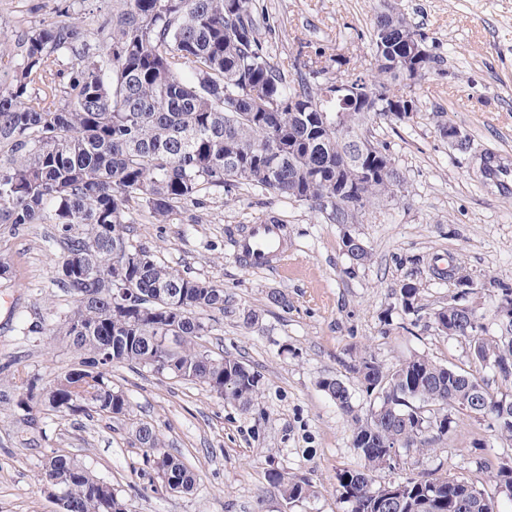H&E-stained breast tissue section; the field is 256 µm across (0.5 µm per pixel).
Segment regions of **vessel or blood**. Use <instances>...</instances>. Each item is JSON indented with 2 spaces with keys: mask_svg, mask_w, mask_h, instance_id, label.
<instances>
[{
  "mask_svg": "<svg viewBox=\"0 0 512 512\" xmlns=\"http://www.w3.org/2000/svg\"><path fill=\"white\" fill-rule=\"evenodd\" d=\"M488 183L501 192L512 191V168L490 160L485 170ZM235 257L247 268L279 270L288 255L287 228L281 224L263 221L237 230L232 238Z\"/></svg>",
  "mask_w": 512,
  "mask_h": 512,
  "instance_id": "vessel-or-blood-1",
  "label": "vessel or blood"
}]
</instances>
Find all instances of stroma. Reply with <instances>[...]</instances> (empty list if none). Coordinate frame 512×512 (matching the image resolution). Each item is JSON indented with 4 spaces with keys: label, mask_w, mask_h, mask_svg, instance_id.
Instances as JSON below:
<instances>
[{
    "label": "stroma",
    "mask_w": 512,
    "mask_h": 512,
    "mask_svg": "<svg viewBox=\"0 0 512 512\" xmlns=\"http://www.w3.org/2000/svg\"><path fill=\"white\" fill-rule=\"evenodd\" d=\"M425 38L442 71L428 70L412 94L417 109L405 118L367 127L405 178L397 196L368 206L358 223L341 227L320 219L307 204L244 186L213 191L177 205L165 222L142 219L135 242L149 246L169 267L221 286L226 309L210 316L208 346L238 358L260 374L257 404L247 412L224 404L203 386L137 372L112 371L134 416L158 428L164 449L182 459L196 482L187 493L156 490L141 473V450L130 420L58 419L46 407L29 423L6 399L22 372L51 380L78 363L55 329L73 312V296L56 280L61 233L30 224L0 234V260L11 270L0 283V512H57L40 472L51 451L76 456L130 499L134 512H343L336 474L355 466L351 422L319 382L346 376L352 354L392 367L425 355L478 374L495 396L512 395V380L475 365L464 340L438 331L434 309L458 302L480 317L486 336L499 333L494 315L498 284L512 285V195L488 188L486 158L512 160V0H392ZM382 0H256L261 39L277 64L322 52L369 63L370 21ZM112 11V0H0V45L17 54L19 38L44 25L75 22L90 42ZM455 124L466 148L440 137L438 122ZM278 217L288 227L281 271L249 270L236 261L229 237L237 227ZM358 237L371 254L353 265L342 236ZM454 258L472 284L461 288L432 270L434 257ZM414 284L423 304L405 313L400 290ZM287 294L289 307L266 296ZM258 309L255 327L237 311ZM489 421L457 416L447 445L425 457L420 471H449L485 493L495 484L482 461H512V446ZM308 476L315 493L286 507L266 478L268 466Z\"/></svg>",
    "instance_id": "1"
}]
</instances>
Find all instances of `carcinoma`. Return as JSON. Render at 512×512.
Here are the masks:
<instances>
[{"label": "carcinoma", "mask_w": 512, "mask_h": 512, "mask_svg": "<svg viewBox=\"0 0 512 512\" xmlns=\"http://www.w3.org/2000/svg\"><path fill=\"white\" fill-rule=\"evenodd\" d=\"M375 29L385 32L376 70L366 78L349 73L359 95L370 84L387 89L372 112H350L330 94L320 61L305 64L299 80L287 79L269 61L253 0H112L98 45L70 22L19 39L20 59L9 86L0 88V227H60L57 282L77 302L61 330L79 356L78 366L47 384L35 376L15 383L10 401L23 420H35L38 404L62 417L130 415L127 396L112 387L118 366L199 383L244 411L254 406L260 375L206 346L207 315L224 311V289L159 262L133 242L131 225L142 209L163 223L177 203L242 184L305 202L342 226L400 193L405 180L387 150L367 139L355 144L335 125L341 111L359 131L376 118L417 111L403 69L424 37L401 12H378ZM61 74L68 77L65 103L27 94L35 81L53 88ZM159 288L169 296L157 302ZM122 289L137 295L130 299ZM401 302L410 314L421 310L418 288L404 285ZM432 319L445 334L453 325L474 361L512 376V318L500 320L501 334L491 339L475 329L476 316L451 303ZM163 336L178 340L171 346ZM348 372L366 380L372 406L363 416L349 379L319 382L353 425L359 464L336 474L345 512H501L495 497L452 473L411 472L383 485L374 473L435 453L463 411L490 418L497 436L512 442V398H497L475 374L426 356L392 368L360 356ZM134 429L142 463L161 487H193V472L159 452L154 425L140 420ZM267 478L287 505L314 496L308 478L286 469L271 468ZM492 478L497 495L512 501V465L501 464ZM42 481L54 490L58 512H132L112 484L69 455L51 452Z\"/></svg>", "instance_id": "carcinoma-1"}]
</instances>
